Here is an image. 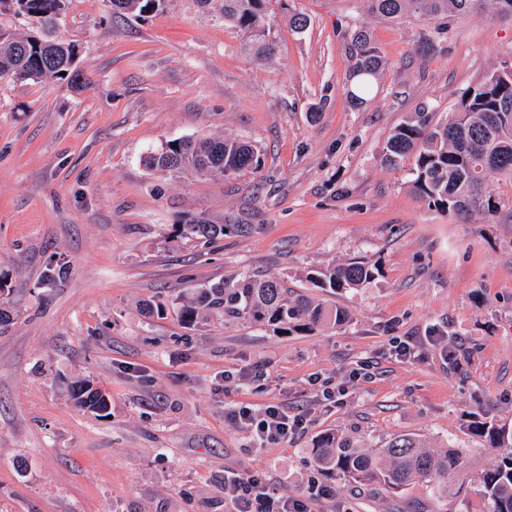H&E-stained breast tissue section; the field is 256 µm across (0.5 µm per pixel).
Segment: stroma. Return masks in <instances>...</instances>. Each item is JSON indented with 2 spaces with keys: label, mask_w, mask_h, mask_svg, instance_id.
I'll return each mask as SVG.
<instances>
[{
  "label": "stroma",
  "mask_w": 512,
  "mask_h": 512,
  "mask_svg": "<svg viewBox=\"0 0 512 512\" xmlns=\"http://www.w3.org/2000/svg\"><path fill=\"white\" fill-rule=\"evenodd\" d=\"M221 4L164 0L139 18L71 0L56 36L78 44L89 88L0 81V300L17 315L0 333V512H228V472L312 498L314 512H487L479 479L503 451L470 426L512 429V177L490 178L496 213L461 224L411 192L413 157L393 169L382 156L410 113L445 121L512 66V18H448L421 53L426 24L366 16L360 0H270L278 50L259 64ZM358 20L386 68L355 107L345 33ZM210 136L252 142L260 167L222 179L142 163ZM179 224L232 230L206 246ZM355 259L374 278L320 296L344 325L287 336L179 319L201 284L249 273L308 293L309 271ZM59 260L65 274L44 283ZM147 300L162 312L144 315ZM430 335L453 359L391 352V338ZM84 377L107 416L73 403ZM239 402L282 404L306 427L257 448L224 415ZM326 430L374 448L411 433L460 462L445 494L387 491L320 472L310 449Z\"/></svg>",
  "instance_id": "obj_1"
}]
</instances>
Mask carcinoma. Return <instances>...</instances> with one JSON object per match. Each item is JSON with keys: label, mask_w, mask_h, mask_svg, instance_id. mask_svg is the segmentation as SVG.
Wrapping results in <instances>:
<instances>
[{"label": "carcinoma", "mask_w": 512, "mask_h": 512, "mask_svg": "<svg viewBox=\"0 0 512 512\" xmlns=\"http://www.w3.org/2000/svg\"><path fill=\"white\" fill-rule=\"evenodd\" d=\"M67 0H0V14L31 16L47 31L66 10ZM163 0H121L122 14L156 11ZM269 0H224V22L248 33L247 49L258 62L274 55L275 41L264 22ZM365 11L400 23L406 18L418 22L450 15L481 12L489 7L495 13L512 9V0H361ZM352 65L346 77L351 104L359 106L372 90V83L383 69V62L369 33L357 26L348 33ZM73 43L16 36L0 32V79L41 81L55 78L71 87H82L74 59ZM66 75H60V72ZM416 153L411 169V188L421 199L443 212L463 220L477 213L497 209L492 173L512 176V67L492 74L461 96L457 110L448 120L434 122L431 112L419 111L398 124L390 136L383 160L396 166L409 153ZM147 168L178 171L199 176L228 177L261 165L257 147L232 137L172 140L165 147L145 156ZM224 224H180L176 235L199 238L209 243L224 235ZM374 277L367 261L354 260L307 275V282L322 292L337 293L355 289ZM183 322L193 324L212 316L226 324L268 325L283 334L311 332L326 321L338 326L346 313L338 308L327 314L322 302L307 293L290 290L276 278L251 279L230 275L215 284L195 289L179 309ZM73 401L85 411L104 416L109 408L105 392L90 379L78 380L72 387ZM473 435L491 448L510 452L480 480L481 493L489 512H512V430L487 421H475ZM311 452L319 466L356 482L378 484L395 491L415 482H425L438 492L448 491V472L459 462L457 451L442 455L427 451L417 437L404 433L392 436L379 448L369 449L356 440L326 432L314 442Z\"/></svg>", "instance_id": "cac0c4a2"}]
</instances>
